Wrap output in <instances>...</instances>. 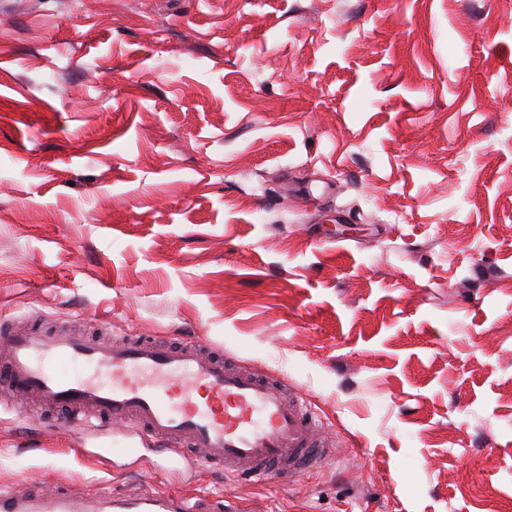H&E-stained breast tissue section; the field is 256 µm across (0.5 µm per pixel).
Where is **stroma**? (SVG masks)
I'll return each mask as SVG.
<instances>
[{
  "label": "stroma",
  "mask_w": 512,
  "mask_h": 512,
  "mask_svg": "<svg viewBox=\"0 0 512 512\" xmlns=\"http://www.w3.org/2000/svg\"><path fill=\"white\" fill-rule=\"evenodd\" d=\"M202 339L335 448L224 476L0 407V491L512 512V0H0V316Z\"/></svg>",
  "instance_id": "stroma-1"
}]
</instances>
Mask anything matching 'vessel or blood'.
<instances>
[{
	"instance_id": "1",
	"label": "vessel or blood",
	"mask_w": 512,
	"mask_h": 512,
	"mask_svg": "<svg viewBox=\"0 0 512 512\" xmlns=\"http://www.w3.org/2000/svg\"><path fill=\"white\" fill-rule=\"evenodd\" d=\"M0 390L64 412L67 426L135 425L166 453L190 450L228 476L260 480L320 463L330 452L299 391L233 368L199 342L154 336L49 332L0 320ZM90 368L87 376L51 362ZM222 505L182 494L80 499L0 492V512H221Z\"/></svg>"
}]
</instances>
